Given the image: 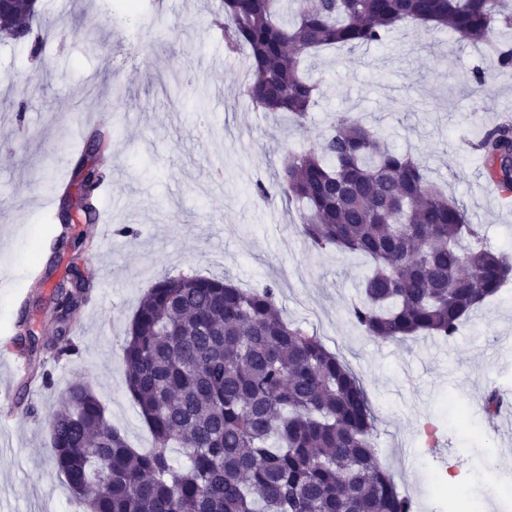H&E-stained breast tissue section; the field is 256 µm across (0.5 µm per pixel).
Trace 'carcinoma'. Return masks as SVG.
Segmentation results:
<instances>
[{
	"instance_id": "cac0c4a2",
	"label": "carcinoma",
	"mask_w": 512,
	"mask_h": 512,
	"mask_svg": "<svg viewBox=\"0 0 512 512\" xmlns=\"http://www.w3.org/2000/svg\"><path fill=\"white\" fill-rule=\"evenodd\" d=\"M221 0L224 44L248 49L242 95L262 112L305 120L318 87L301 53L382 44L403 25L448 30L495 47L512 17L500 0ZM39 10L16 0L0 41L30 34ZM498 187L512 193V125L479 142ZM105 181L85 179L88 221ZM256 194L301 206L316 249L366 257L372 271L348 314L373 340L453 339L462 320L512 279V255L481 242L464 209L411 154L384 148L373 127L340 113L314 149L290 151ZM278 288L224 277L168 276L140 302L125 340L127 388L154 437L139 453L112 427L93 389L75 384L50 417L51 456L83 512H413L384 468L377 417L361 379L320 338L286 321ZM89 291L59 287L57 354L72 352L68 312ZM509 398L488 390L484 419ZM186 462L173 464L169 449Z\"/></svg>"
}]
</instances>
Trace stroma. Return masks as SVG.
<instances>
[{
  "mask_svg": "<svg viewBox=\"0 0 512 512\" xmlns=\"http://www.w3.org/2000/svg\"><path fill=\"white\" fill-rule=\"evenodd\" d=\"M112 2L44 0L39 55L0 41V272L15 285L0 294V339L28 313L50 376L24 397L15 422L0 426V505L81 512L52 463L48 428L74 384L91 386L133 448H151L127 390L124 344L142 296L164 274L225 276L251 290L276 284L284 317L361 377L378 417V455L416 512L443 508L434 472L477 480L488 458L512 468V435L486 426L481 413L487 390L512 394V281L450 342L369 339L348 314L366 259L311 247L295 214L254 192L256 181L275 183L288 151L316 146L347 112L389 148L411 151L485 244L512 254V204L487 180L477 149L485 130L512 121V68L499 67L493 49L408 25L378 45L305 56L319 104L298 126L240 96L247 58L224 49L214 24L219 0H141L138 16L118 18ZM93 21L92 46L81 33ZM479 74L486 85L477 91ZM100 116L112 126L100 164L112 173L103 206L113 230L97 236L74 210L70 246L53 277L34 285L26 271L50 245L39 199L74 174L72 148ZM126 225L134 235H119ZM77 275L91 280L92 299L69 312L79 330L73 352L59 357L52 295L57 281Z\"/></svg>",
  "mask_w": 512,
  "mask_h": 512,
  "instance_id": "35a3bbf8",
  "label": "stroma"
}]
</instances>
